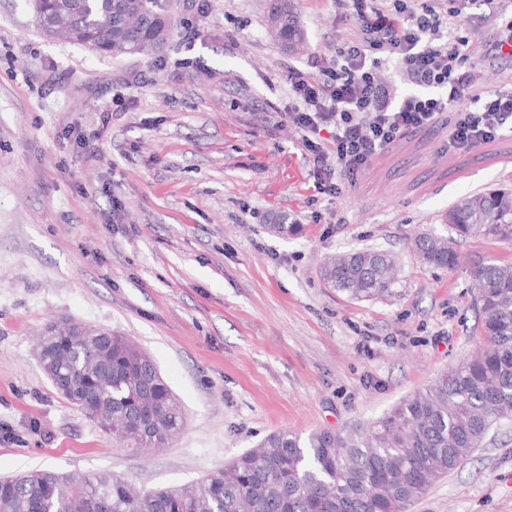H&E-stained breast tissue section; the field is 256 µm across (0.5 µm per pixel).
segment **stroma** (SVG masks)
I'll return each instance as SVG.
<instances>
[{
  "label": "stroma",
  "mask_w": 512,
  "mask_h": 512,
  "mask_svg": "<svg viewBox=\"0 0 512 512\" xmlns=\"http://www.w3.org/2000/svg\"><path fill=\"white\" fill-rule=\"evenodd\" d=\"M198 1L160 0L167 44L118 60L45 36L34 0H0V477L179 486L276 431L369 424L480 344L468 265L510 263L512 243L457 240L448 269L412 242L449 234L458 199L512 188V138L461 157L442 125L398 141L338 199L314 197L279 115L284 72L335 56L349 22L334 0H294L308 47L291 54L267 31L268 0ZM293 223L288 238L269 230ZM363 247L393 255L388 295L322 279L325 257ZM62 319L151 356L184 412L164 450L127 447L57 393L36 343ZM409 512H512V421Z\"/></svg>",
  "instance_id": "1"
}]
</instances>
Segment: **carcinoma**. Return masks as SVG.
Segmentation results:
<instances>
[{
  "instance_id": "carcinoma-1",
  "label": "carcinoma",
  "mask_w": 512,
  "mask_h": 512,
  "mask_svg": "<svg viewBox=\"0 0 512 512\" xmlns=\"http://www.w3.org/2000/svg\"><path fill=\"white\" fill-rule=\"evenodd\" d=\"M66 19L59 38L113 58L150 57L172 25L158 0H44L37 14ZM272 37L286 50L306 41L291 0L267 13ZM445 223L462 239L512 242V192L489 189L448 209ZM425 263L452 269L455 239L425 233L413 242ZM482 344L433 384L372 423L303 439L267 436L224 471L178 487L137 491L101 475L30 471L0 478V512H406L431 481L456 469L492 427L512 419V262L479 259L469 266ZM330 287L354 298L387 293L394 258L377 249L330 257L321 268ZM39 362L58 392L100 428L149 451L183 426L180 402L151 357L116 332L64 322L39 337Z\"/></svg>"
}]
</instances>
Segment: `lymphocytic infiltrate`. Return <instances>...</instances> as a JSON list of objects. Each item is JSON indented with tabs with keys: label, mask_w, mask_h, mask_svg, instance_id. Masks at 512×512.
<instances>
[{
	"label": "lymphocytic infiltrate",
	"mask_w": 512,
	"mask_h": 512,
	"mask_svg": "<svg viewBox=\"0 0 512 512\" xmlns=\"http://www.w3.org/2000/svg\"><path fill=\"white\" fill-rule=\"evenodd\" d=\"M475 0H337L349 8L352 31L335 59L312 58L288 68L289 101L282 112L300 134L308 181L316 195L336 198L345 179L411 133L454 121L448 147L468 156L504 138L512 119V86L480 87L468 40L445 38ZM393 62L414 91L398 94L380 81L382 61Z\"/></svg>",
	"instance_id": "lymphocytic-infiltrate-1"
}]
</instances>
